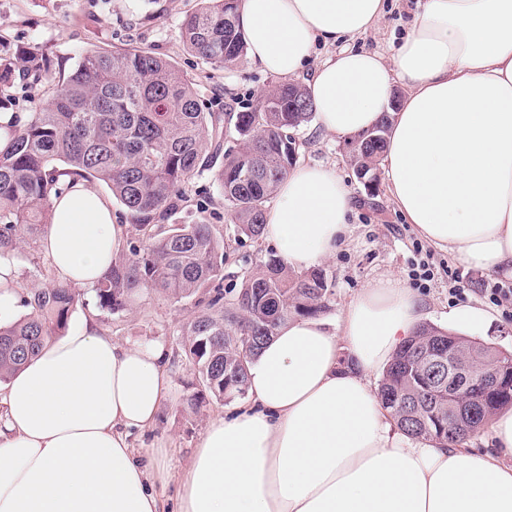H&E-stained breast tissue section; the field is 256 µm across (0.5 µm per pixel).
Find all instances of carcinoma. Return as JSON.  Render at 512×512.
Listing matches in <instances>:
<instances>
[{"instance_id": "1", "label": "carcinoma", "mask_w": 512, "mask_h": 512, "mask_svg": "<svg viewBox=\"0 0 512 512\" xmlns=\"http://www.w3.org/2000/svg\"><path fill=\"white\" fill-rule=\"evenodd\" d=\"M238 3L201 0L181 25L187 49L214 67L236 65L246 52ZM18 70L39 77L51 70L50 60L35 50L0 55V110L10 105L9 78ZM313 109L304 88L280 82L250 111L212 112L170 60L129 45L90 51L58 79L46 106L9 129L0 149V254L37 242L51 198L68 189L66 178L106 184L139 237L126 243L95 286L99 308L122 314L144 291L176 302L197 299L200 310L183 333V349L199 384L185 404L196 412L209 396L241 398L247 364L274 330L292 317L330 309L327 276L319 267L296 272L273 257L247 272L239 288L226 289L224 234L205 218L196 224L177 218L189 202V182L212 169L235 236L259 239L267 204L296 164L288 134L308 123ZM391 119L384 113L349 151L354 170L376 172ZM80 296L56 281L26 292L27 313L0 325V383L66 330ZM450 337L465 340L462 359L512 379V358L496 347L420 325L379 383L396 424L414 438L466 441L498 410L512 407V389L497 393L483 411L470 412L465 390L448 406V388L428 374L424 355Z\"/></svg>"}]
</instances>
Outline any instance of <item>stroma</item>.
Here are the masks:
<instances>
[{
  "mask_svg": "<svg viewBox=\"0 0 512 512\" xmlns=\"http://www.w3.org/2000/svg\"><path fill=\"white\" fill-rule=\"evenodd\" d=\"M197 6L198 0H0V52L36 49L59 62V74H66L86 52L132 44L174 62L195 84L211 111L253 109L260 96L277 83V76L264 73L247 59L230 69L215 68L189 52L181 38V24ZM417 9V0H387L378 30L356 40V47L392 57ZM59 74L13 79L12 111L28 114L46 103ZM297 137L300 162L332 166L354 199L346 244L321 264L333 292L325 320H334L370 281L393 275L417 292L428 323L438 327H445V316L457 303L471 301L483 306L495 317L483 333V342L512 353V301L496 294L500 288L512 289V279L466 267L422 239L396 208L385 180H378L375 192L365 190L350 163L346 140L321 133L313 121L302 126ZM187 191H202L212 198L210 220L222 226L230 241L225 286L235 285L245 272L274 255L272 244L263 239L233 242V225L211 172L194 177ZM423 258L429 260L432 274L425 280H413V267ZM194 311L193 301L176 303L152 293L143 295L133 311L113 317L98 308L93 290L86 288L69 320L75 326L90 318L116 341L158 342L168 350L171 386L162 412L153 428L130 436L136 458L143 465H150L154 449L167 451L169 476L154 485L164 512H177L180 475L209 419L235 408L234 403L213 398L196 413L183 407L184 398L194 390L195 377L185 364L181 329Z\"/></svg>",
  "mask_w": 512,
  "mask_h": 512,
  "instance_id": "35a3bbf8",
  "label": "stroma"
}]
</instances>
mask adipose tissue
<instances>
[{
	"label": "adipose tissue",
	"mask_w": 512,
	"mask_h": 512,
	"mask_svg": "<svg viewBox=\"0 0 512 512\" xmlns=\"http://www.w3.org/2000/svg\"><path fill=\"white\" fill-rule=\"evenodd\" d=\"M384 0H241L252 63L308 79L318 126L353 139L384 112L387 189L407 223L466 266L512 277V0H420L392 63L350 41ZM407 90L395 99L397 84ZM265 213L266 241L295 270L335 254L349 188L299 164ZM42 239L54 275L95 286L122 249L109 199L75 180L52 199ZM424 317L395 276L361 288L335 322L292 318L248 366L245 404L211 419L181 477L178 512H512V408L488 422L494 448L415 441L371 378ZM163 344L131 346L92 320L48 341L0 390V512H163L129 441L167 395Z\"/></svg>",
	"instance_id": "ef3b65f1"
}]
</instances>
